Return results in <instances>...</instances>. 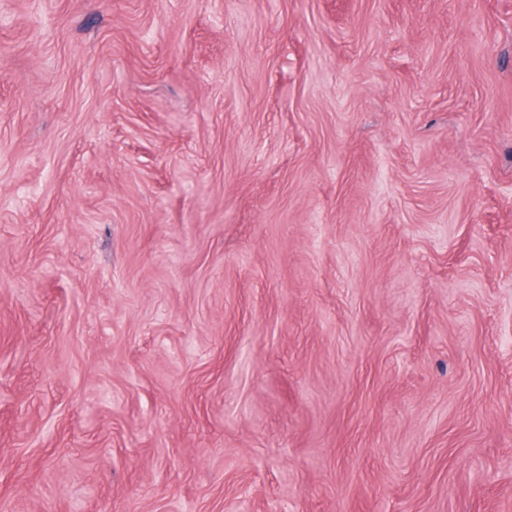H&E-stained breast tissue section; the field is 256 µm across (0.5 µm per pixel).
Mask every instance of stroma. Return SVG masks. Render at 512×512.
<instances>
[{
    "instance_id": "stroma-1",
    "label": "stroma",
    "mask_w": 512,
    "mask_h": 512,
    "mask_svg": "<svg viewBox=\"0 0 512 512\" xmlns=\"http://www.w3.org/2000/svg\"><path fill=\"white\" fill-rule=\"evenodd\" d=\"M0 512H512V0H0Z\"/></svg>"
}]
</instances>
